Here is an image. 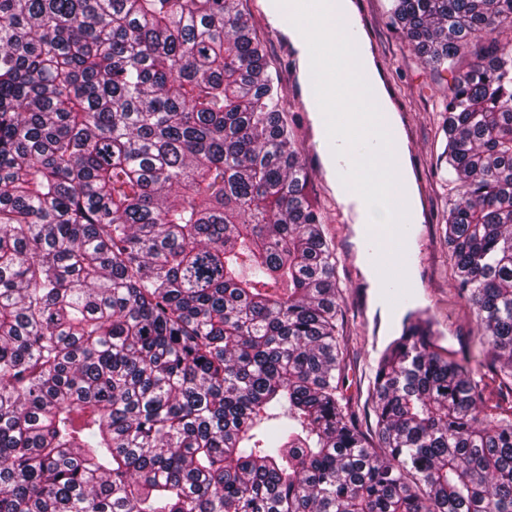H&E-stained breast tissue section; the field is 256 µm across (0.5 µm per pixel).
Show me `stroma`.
Masks as SVG:
<instances>
[{
	"label": "stroma",
	"instance_id": "35a3bbf8",
	"mask_svg": "<svg viewBox=\"0 0 512 512\" xmlns=\"http://www.w3.org/2000/svg\"><path fill=\"white\" fill-rule=\"evenodd\" d=\"M359 30L373 52L407 141V168L417 190L416 229L405 242L411 256L405 272L407 307L427 311L435 322V340L448 357L468 359L471 367L488 364L472 306L458 296L445 234L448 210L459 199L455 173L439 163L445 138L448 85L455 65L432 68L416 54L392 17L393 0H353ZM256 35L264 44L270 69L283 90L284 119L302 153L308 174L305 193L323 215L328 239L336 246L339 290L338 329L343 347L341 392L364 432L375 429L371 399L375 367L399 324L403 310L386 300L364 271L360 228L338 200L314 126L311 89L302 85L297 55L276 30L265 0H241ZM406 307V308H407Z\"/></svg>",
	"mask_w": 512,
	"mask_h": 512
}]
</instances>
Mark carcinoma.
<instances>
[{"mask_svg": "<svg viewBox=\"0 0 512 512\" xmlns=\"http://www.w3.org/2000/svg\"><path fill=\"white\" fill-rule=\"evenodd\" d=\"M240 0H0V512H512V0H395L448 85L492 366L407 312L370 446L336 252Z\"/></svg>", "mask_w": 512, "mask_h": 512, "instance_id": "cac0c4a2", "label": "carcinoma"}]
</instances>
